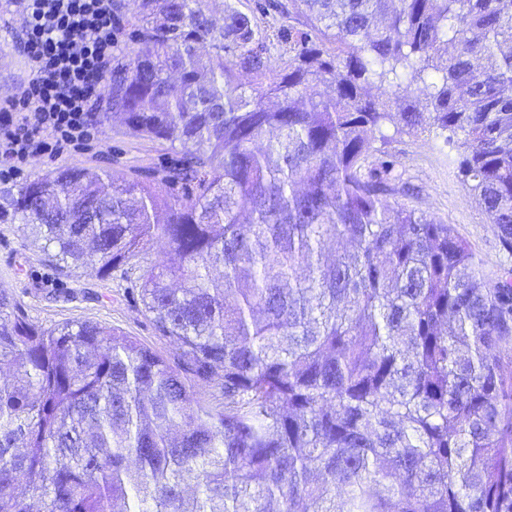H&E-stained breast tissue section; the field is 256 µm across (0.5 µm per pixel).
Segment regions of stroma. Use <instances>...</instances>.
<instances>
[{"instance_id": "35a3bbf8", "label": "stroma", "mask_w": 512, "mask_h": 512, "mask_svg": "<svg viewBox=\"0 0 512 512\" xmlns=\"http://www.w3.org/2000/svg\"><path fill=\"white\" fill-rule=\"evenodd\" d=\"M19 13L0 15V101L14 97L30 78V71L14 47L21 27ZM383 146L395 162L394 173L417 190L411 205L437 221L451 225L482 264L489 282H498L512 259L501 251L485 211L465 190L455 153L435 134L398 135L386 129ZM165 157L163 148L148 140L123 135L114 120L98 131L86 149L57 155L46 152L29 159L23 178L60 167L91 172L127 174ZM120 277L103 279L94 268L63 270L25 225L0 221V288L20 300L33 323L49 327L63 321H91L136 337L153 351L169 357L176 346L159 336L151 320L129 298Z\"/></svg>"}]
</instances>
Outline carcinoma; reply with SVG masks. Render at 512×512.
<instances>
[{
	"label": "carcinoma",
	"instance_id": "1",
	"mask_svg": "<svg viewBox=\"0 0 512 512\" xmlns=\"http://www.w3.org/2000/svg\"><path fill=\"white\" fill-rule=\"evenodd\" d=\"M136 2L102 119L168 156L8 206L178 353L0 289V512H512V284L377 146L443 137L512 257V0Z\"/></svg>",
	"mask_w": 512,
	"mask_h": 512
}]
</instances>
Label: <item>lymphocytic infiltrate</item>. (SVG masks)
Masks as SVG:
<instances>
[{
    "instance_id": "f902f5d3",
    "label": "lymphocytic infiltrate",
    "mask_w": 512,
    "mask_h": 512,
    "mask_svg": "<svg viewBox=\"0 0 512 512\" xmlns=\"http://www.w3.org/2000/svg\"><path fill=\"white\" fill-rule=\"evenodd\" d=\"M24 25L15 44L31 78L0 106V181L20 178L30 156L93 140L104 79L112 71L116 0H0Z\"/></svg>"
}]
</instances>
